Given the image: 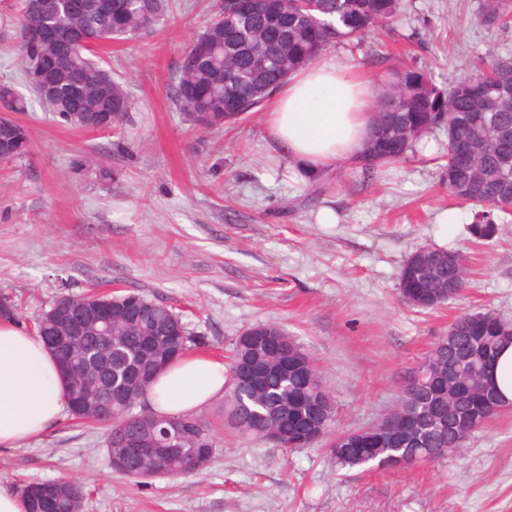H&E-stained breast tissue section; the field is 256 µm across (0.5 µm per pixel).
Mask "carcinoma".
Listing matches in <instances>:
<instances>
[{
    "label": "carcinoma",
    "mask_w": 512,
    "mask_h": 512,
    "mask_svg": "<svg viewBox=\"0 0 512 512\" xmlns=\"http://www.w3.org/2000/svg\"><path fill=\"white\" fill-rule=\"evenodd\" d=\"M402 0H222L205 29L192 41L178 66L173 98L190 124L209 130L233 124L263 106L292 73L316 61L331 45L361 38L373 27L398 19ZM165 0H50L49 9L25 10L19 27L24 81L38 102L59 121L91 132L119 130L129 111L125 83L103 65L100 49L131 39L165 14ZM485 70L460 76L440 88L424 73L396 70L388 90L374 106L375 132L360 167L365 184L377 178L376 161L397 164L409 157L424 131L448 137L443 168L448 193L478 207L476 231L482 236L512 211V56L486 53ZM25 99L0 86V107L23 112ZM29 128L0 116V160L24 156ZM467 256L423 247L404 263L402 300L421 309L453 301L467 284ZM107 304L112 335L90 325L76 335L66 330L74 313L66 302ZM17 301L0 293V319L12 320ZM45 343L72 336L55 346L57 361L79 367L88 358L112 354V368L97 372V393L112 403V421L103 444L115 472L143 483L150 466L162 464L174 477L201 472L216 457L221 440L215 425L201 417H177L180 441H165L156 456H142L123 442L149 437L140 430L136 407L158 368L207 339L189 328L175 308L142 293L69 294L55 300L33 321ZM453 342L440 336L424 359L402 381L398 402L388 414L392 429L377 423L341 431L329 450L343 467L376 464L391 468L431 463L464 448L469 437L498 415L499 398L490 377L512 322L487 311L459 315ZM286 336L278 325L253 326L237 337L228 356L224 422L230 433L303 448L329 434L332 396L319 367L297 341L270 347L259 336ZM28 512H73L85 508V486L60 478L28 483L21 489Z\"/></svg>",
    "instance_id": "obj_1"
}]
</instances>
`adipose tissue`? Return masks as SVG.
Listing matches in <instances>:
<instances>
[{
	"instance_id": "1",
	"label": "adipose tissue",
	"mask_w": 512,
	"mask_h": 512,
	"mask_svg": "<svg viewBox=\"0 0 512 512\" xmlns=\"http://www.w3.org/2000/svg\"><path fill=\"white\" fill-rule=\"evenodd\" d=\"M370 79L329 56L297 71L263 116L274 154L289 179L306 183L336 166H359L370 138ZM222 360L189 353L158 377L146 401L158 415L199 410L224 392ZM64 379L41 338L13 320H0V447L40 438L61 417Z\"/></svg>"
}]
</instances>
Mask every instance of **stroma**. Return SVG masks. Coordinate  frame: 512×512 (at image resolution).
I'll return each instance as SVG.
<instances>
[{"label":"stroma","instance_id":"1","mask_svg":"<svg viewBox=\"0 0 512 512\" xmlns=\"http://www.w3.org/2000/svg\"><path fill=\"white\" fill-rule=\"evenodd\" d=\"M483 4L403 0L398 21L327 53L369 74L378 93L395 69L424 71L444 88L483 68L488 48L512 55V26L484 23ZM217 5L171 0L168 24L105 53L130 99L121 133L62 125L33 98L16 113L31 146L0 162V292L15 297L25 325L67 293L136 290L187 310L218 358L245 329L278 324L320 368L336 430L370 426L456 316L492 310L512 320V224L474 233V207L448 194L439 130L432 150L373 184L339 168L311 205L310 185L286 182L272 156L262 113L231 130L191 129L170 87ZM21 8L0 0V83L20 90ZM324 207L335 223H319ZM445 210L458 223H437ZM423 247L469 257L467 287L439 310L399 298L401 268ZM103 435L63 414L40 439L0 447V484L65 477L90 491L85 512H512V408L459 454L396 470L342 469L322 446L226 434L202 473L137 485L111 470Z\"/></svg>","mask_w":512,"mask_h":512}]
</instances>
